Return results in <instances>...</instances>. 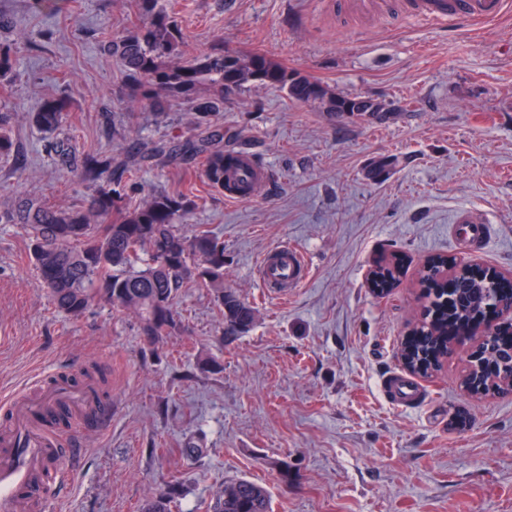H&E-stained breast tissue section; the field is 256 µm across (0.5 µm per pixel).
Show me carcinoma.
<instances>
[{
  "label": "carcinoma",
  "mask_w": 512,
  "mask_h": 512,
  "mask_svg": "<svg viewBox=\"0 0 512 512\" xmlns=\"http://www.w3.org/2000/svg\"><path fill=\"white\" fill-rule=\"evenodd\" d=\"M138 23L122 36L108 39L103 49L123 66L129 83L127 99L147 100L157 112L166 111L173 98L190 100L195 123L204 128L202 139H187L173 147L158 145L155 153L183 159H202L201 176L212 190L224 192V173L232 154L218 144L224 141L221 127L210 117L220 111L222 92L260 82L279 87L299 104L319 102L327 111L345 112L354 98L334 96L319 82L291 73L260 53L240 56L232 50L215 49L191 60L182 59L183 37L174 14L162 0H135ZM14 70L13 51L0 43V77ZM208 85L219 95L201 97L198 87ZM68 100L49 96L30 123L52 137L68 112ZM12 115L0 112V157L18 151L11 136ZM82 174L95 182L93 192L78 205L50 204L40 196L27 195L0 212V224H23L30 235V259L37 267L51 301L58 309L79 315L93 305H111L132 312L142 334L155 343L179 328L175 308L184 283L193 278L210 288L224 315V337L246 334L256 320V308L236 292L224 288V242L208 231L182 235L177 224L195 208L193 196L183 191L154 192L135 206L129 198L138 181L122 161L96 149L81 160ZM398 267L385 264L376 272L373 285L384 287L397 279ZM467 303L461 308L458 292L436 282L429 292L430 314L414 329L411 361L433 371L448 355V325L455 320L480 316L491 301L487 270H466ZM175 489L147 501L142 512H168ZM267 490L239 478L224 486L211 512H270Z\"/></svg>",
  "instance_id": "obj_1"
}]
</instances>
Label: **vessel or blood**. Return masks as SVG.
<instances>
[{"mask_svg": "<svg viewBox=\"0 0 512 512\" xmlns=\"http://www.w3.org/2000/svg\"><path fill=\"white\" fill-rule=\"evenodd\" d=\"M505 5L506 0H405L404 10L451 23L489 22ZM235 175L249 188L225 187V200L249 199L271 178L270 170L249 153L238 154ZM306 275L303 252L290 245L266 253L257 265L261 285L278 295L300 287ZM7 410L9 422L0 427V512H46L82 463V425L90 420L107 425L112 401L93 400L89 386L57 375L36 394L11 400Z\"/></svg>", "mask_w": 512, "mask_h": 512, "instance_id": "vessel-or-blood-1", "label": "vessel or blood"}]
</instances>
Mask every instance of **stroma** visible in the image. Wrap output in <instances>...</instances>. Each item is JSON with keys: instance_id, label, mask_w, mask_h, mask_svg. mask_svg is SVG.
<instances>
[{"instance_id": "stroma-1", "label": "stroma", "mask_w": 512, "mask_h": 512, "mask_svg": "<svg viewBox=\"0 0 512 512\" xmlns=\"http://www.w3.org/2000/svg\"><path fill=\"white\" fill-rule=\"evenodd\" d=\"M193 58L217 48L265 53L333 92L390 109L370 123L300 105L286 90L245 84L213 121L225 150L252 152L273 175L253 198L226 201L200 164L152 155L161 142L199 138L191 105L165 112L128 104L127 79L104 40L137 21L133 0H0V42L17 60L0 81L24 155L0 158V210L35 194L69 205L93 190L52 140L30 125L49 95L70 103L60 134L73 155L95 147L137 157L145 192L188 191L179 224L224 242V286L258 310L253 328L224 338L208 288L187 284L181 328L158 346L119 308L78 316L50 302L23 225L0 224V394L36 376L108 372L112 418L86 427L84 463L55 512H141L180 484L170 512H208L225 483L263 484L272 512H512V393L464 390L474 340L452 345L432 376H408L401 349L427 304L418 270L453 256L512 271V6L497 21L445 29L393 11L358 19L342 0H164ZM383 178L370 176L381 158ZM479 211V241L456 229ZM300 248L307 279L276 296L255 268ZM400 265L389 295L372 292L375 262ZM411 377L408 408L389 379Z\"/></svg>"}]
</instances>
